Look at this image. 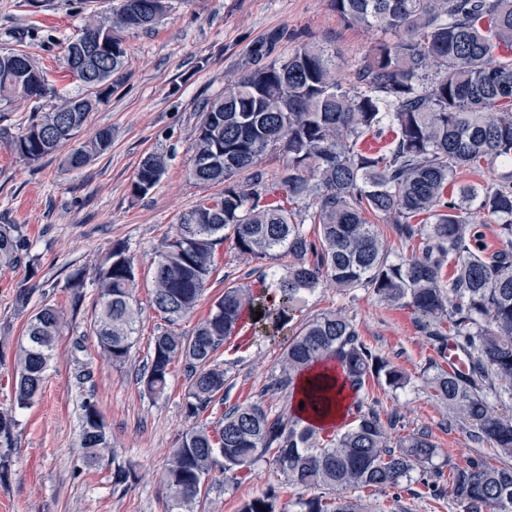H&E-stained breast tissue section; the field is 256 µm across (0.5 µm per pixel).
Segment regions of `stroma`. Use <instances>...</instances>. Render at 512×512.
I'll return each mask as SVG.
<instances>
[{"label": "stroma", "instance_id": "35a3bbf8", "mask_svg": "<svg viewBox=\"0 0 512 512\" xmlns=\"http://www.w3.org/2000/svg\"><path fill=\"white\" fill-rule=\"evenodd\" d=\"M118 3L0 0V53L26 52L50 83L74 95L83 93L65 68L64 47L80 37L88 15L109 18ZM275 32L288 38L276 44L273 55L313 42L334 50L346 71L361 62L377 38L374 32L345 25L330 0H168L152 29L123 32L124 66L113 77L111 96L90 113L83 131L88 137L97 129H111L112 144L78 170L66 168L61 150L32 164L14 153V138L38 113L52 109V99L37 104L0 101V224L21 226L30 255L29 260L0 267V336L5 339L0 346V409L13 403L14 343L23 335L29 313L50 304L66 321L41 394L31 407L15 413L13 466L0 483V512H168L160 477L179 436L195 421L184 410L182 364L172 365L165 398L151 399L137 382L163 324L152 306L148 270L163 242L176 235L182 217L202 197L221 192L188 175L205 103L223 92L227 79L250 69L255 49ZM157 151L169 156L165 173L148 194L132 196L141 160ZM116 242L126 243L134 259V298L140 308L133 347L121 365L102 357L90 329L98 312L95 284L87 283L77 307L65 287L74 270L94 274ZM253 267L230 243L218 244L215 271L179 331H191L207 315L213 300L223 294L226 278L245 277ZM28 286L35 292L22 313L15 307V294ZM329 310L343 311L362 339L409 376L402 390L372 388L377 409L398 417L397 434L427 431L439 449L433 465L445 473L476 454L502 465L493 448L471 442L467 430L450 421L446 409L423 387L422 373L434 350L409 311L387 306L365 290L349 296L320 287L308 295L302 314L314 317ZM280 356L278 346L255 336L246 337L238 348L223 345L217 358L228 371L231 387L208 420H217L226 407L246 399L258 398L269 411H282V394L266 388ZM85 371L92 374L87 388L78 382ZM88 389L120 461L138 476L131 486H113L111 460L95 468L84 467L80 460V402ZM274 481L272 465L259 462L241 483H214L206 512H238L243 501L262 495ZM348 498L357 506L373 505L376 512H462L449 494L434 495L416 481L398 490H353Z\"/></svg>", "mask_w": 512, "mask_h": 512}]
</instances>
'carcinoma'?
<instances>
[{
	"label": "carcinoma",
	"mask_w": 512,
	"mask_h": 512,
	"mask_svg": "<svg viewBox=\"0 0 512 512\" xmlns=\"http://www.w3.org/2000/svg\"><path fill=\"white\" fill-rule=\"evenodd\" d=\"M350 27L376 30V39L347 80L337 77L336 55L303 44L227 81L209 101L196 128L191 179L224 185L183 216L180 231L151 262L153 305L169 328L155 337L138 382L148 396L163 397L171 365L186 375L185 412L197 419L224 402L228 383L216 351L243 328L283 341V356L270 387L284 394L283 412L261 402L235 404L213 426L186 430L162 472L170 512H201L213 475L237 484L258 461L271 458L279 483L316 494L298 501L300 512H352L345 494L364 488L398 489L411 475L440 489L431 469L437 446L428 432L391 442L397 420L381 419L368 402L376 380L392 390L409 377L368 345L340 310L296 321L306 296L319 287L338 294L364 288L388 306L409 309L437 354L422 380L431 395L462 423L469 438L512 458V0H330ZM142 8L149 29L166 0H121L108 20L89 19L82 35L105 37L118 51L99 63L100 89L69 96L55 91L29 54H0V100H37L52 94L57 105L13 141L19 159L34 163L74 138L73 126L112 94V75L124 63L125 15ZM388 123L392 144L363 150L361 138ZM112 142L107 128L72 149L68 167L79 169ZM281 159L276 178L262 166ZM509 171L480 188L454 192L455 176L481 162ZM166 155H146L132 194L161 177ZM395 225L408 250L391 256L366 215ZM483 217L478 223L476 216ZM499 226L501 247L489 251L482 224ZM230 241L269 287L230 281L192 331L176 330L197 306L214 270L217 243ZM19 225H0V265L22 260ZM129 249L116 243L94 275L99 312L93 333L114 364L128 358L140 316L134 302L137 270ZM86 272L74 270L65 288L73 305L83 297ZM262 317H256V313ZM63 317L51 305L31 314L16 349L14 408L0 411V481L12 466L14 410L39 395ZM464 354L467 371L445 367L448 344ZM318 365L336 376L313 377L304 391L298 377ZM327 416L342 411L340 429L318 427L294 412ZM79 448L83 464L115 461L112 483L136 480L117 462L94 395L81 403ZM321 490L332 492L326 497ZM450 494L463 512H512V465L490 464L477 454L453 471ZM279 487L244 502L239 512H278Z\"/></svg>",
	"instance_id": "1"
}]
</instances>
